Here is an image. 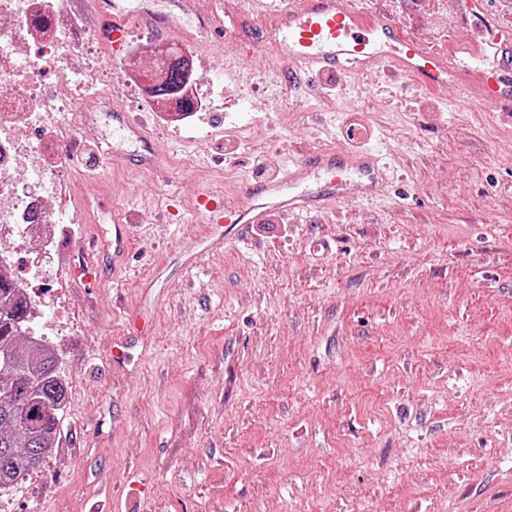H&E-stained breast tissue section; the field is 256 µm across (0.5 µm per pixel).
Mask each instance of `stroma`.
Segmentation results:
<instances>
[{
	"label": "stroma",
	"instance_id": "1",
	"mask_svg": "<svg viewBox=\"0 0 512 512\" xmlns=\"http://www.w3.org/2000/svg\"><path fill=\"white\" fill-rule=\"evenodd\" d=\"M429 49L481 34L455 0H355ZM187 21L215 101L192 130L127 88L101 93L146 121L155 167L112 153L59 177L41 324L66 403L55 446L0 512H512V111L456 106L461 87L381 84L376 64L276 80L267 15L247 0H121ZM375 149L394 180L197 253L209 227L176 212L198 188L233 196L299 158ZM132 214L112 264V213ZM93 263L94 283L75 267ZM150 330L112 360L129 315Z\"/></svg>",
	"mask_w": 512,
	"mask_h": 512
}]
</instances>
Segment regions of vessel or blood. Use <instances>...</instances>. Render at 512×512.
Returning a JSON list of instances; mask_svg holds the SVG:
<instances>
[{
  "label": "vessel or blood",
  "instance_id": "b4317fda",
  "mask_svg": "<svg viewBox=\"0 0 512 512\" xmlns=\"http://www.w3.org/2000/svg\"><path fill=\"white\" fill-rule=\"evenodd\" d=\"M85 10L114 54L124 50L125 28L110 22L102 0H75ZM461 11L483 38L479 45L449 46L447 55L425 49L421 42L383 15H363L351 0H306L303 7L276 10L277 53L283 66L303 72L336 73L346 78L375 61L385 72L418 80L436 91L462 82L461 103L472 109L481 104L512 101V28L502 26L489 10V0H462ZM112 129L120 137L142 139L141 119L121 107L112 109ZM307 165L326 174L316 190L300 187L293 173L271 176L252 184L242 194L224 197L201 190L189 211L199 224L223 225L225 233H241L263 222L269 212L291 216L331 206L345 197L380 194L389 182L388 170L375 152H319ZM112 253L128 247L129 214L113 217Z\"/></svg>",
  "mask_w": 512,
  "mask_h": 512
}]
</instances>
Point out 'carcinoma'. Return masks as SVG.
Returning <instances> with one entry per match:
<instances>
[{"label": "carcinoma", "mask_w": 512, "mask_h": 512, "mask_svg": "<svg viewBox=\"0 0 512 512\" xmlns=\"http://www.w3.org/2000/svg\"><path fill=\"white\" fill-rule=\"evenodd\" d=\"M181 56L171 54L156 97L180 93ZM31 299L0 272V492L17 486L54 446L65 403L58 354L32 335Z\"/></svg>", "instance_id": "obj_1"}]
</instances>
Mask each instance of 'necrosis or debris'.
I'll return each mask as SVG.
<instances>
[{"mask_svg":"<svg viewBox=\"0 0 512 512\" xmlns=\"http://www.w3.org/2000/svg\"><path fill=\"white\" fill-rule=\"evenodd\" d=\"M97 38L87 16L71 10L68 0H0V82L13 87L0 95V240H19L34 259L47 240L44 226L58 211L57 166L82 133L87 113L105 106L94 90L98 79L142 93L162 80L161 68L123 69L105 56L77 76L62 66L55 44L66 43L74 53ZM180 53L188 68L184 92L164 102L173 121L182 118L183 99L198 108L207 99L200 60L188 47ZM56 83L79 93L67 123L56 117Z\"/></svg>","mask_w":512,"mask_h":512,"instance_id":"necrosis-or-debris-1","label":"necrosis or debris"}]
</instances>
